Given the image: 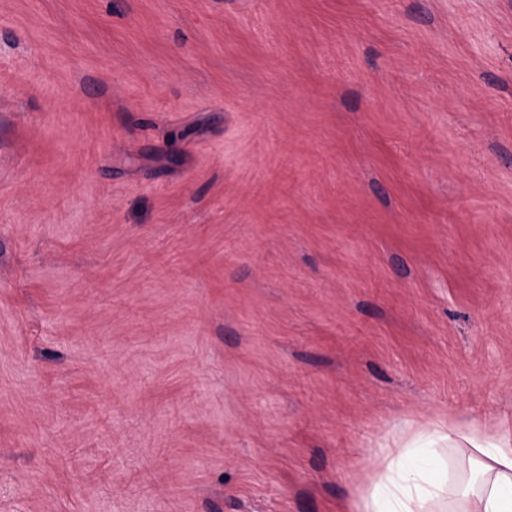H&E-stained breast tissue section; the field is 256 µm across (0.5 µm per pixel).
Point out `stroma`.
<instances>
[{"label":"stroma","instance_id":"stroma-1","mask_svg":"<svg viewBox=\"0 0 512 512\" xmlns=\"http://www.w3.org/2000/svg\"><path fill=\"white\" fill-rule=\"evenodd\" d=\"M512 417V0H0V512H346Z\"/></svg>","mask_w":512,"mask_h":512}]
</instances>
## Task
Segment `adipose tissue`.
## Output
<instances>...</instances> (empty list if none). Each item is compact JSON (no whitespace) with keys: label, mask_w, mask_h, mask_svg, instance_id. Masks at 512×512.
<instances>
[{"label":"adipose tissue","mask_w":512,"mask_h":512,"mask_svg":"<svg viewBox=\"0 0 512 512\" xmlns=\"http://www.w3.org/2000/svg\"><path fill=\"white\" fill-rule=\"evenodd\" d=\"M398 451L383 452L349 512H512V426L474 421L454 427L440 418L404 431ZM455 448L478 473L463 496L448 482L444 449Z\"/></svg>","instance_id":"1"}]
</instances>
